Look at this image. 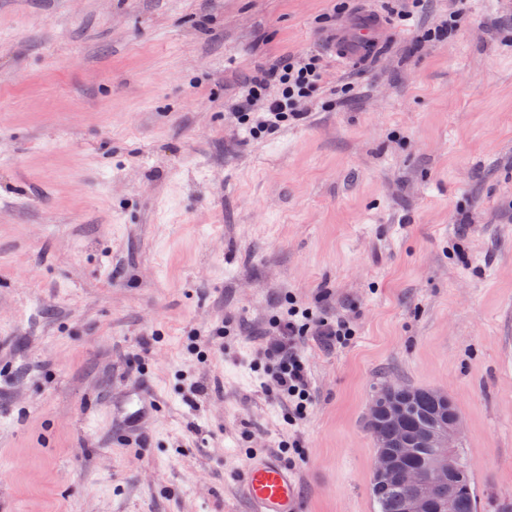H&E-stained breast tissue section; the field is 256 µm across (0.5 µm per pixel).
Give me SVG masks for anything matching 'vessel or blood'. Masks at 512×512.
I'll use <instances>...</instances> for the list:
<instances>
[{"mask_svg": "<svg viewBox=\"0 0 512 512\" xmlns=\"http://www.w3.org/2000/svg\"><path fill=\"white\" fill-rule=\"evenodd\" d=\"M382 36L378 18H363L341 29L334 54L339 61H347L353 51L374 46ZM243 479L251 512H298L293 473L284 461L274 456L252 459Z\"/></svg>", "mask_w": 512, "mask_h": 512, "instance_id": "obj_1", "label": "vessel or blood"}]
</instances>
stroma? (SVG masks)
Segmentation results:
<instances>
[{
	"instance_id": "obj_1",
	"label": "stroma",
	"mask_w": 512,
	"mask_h": 512,
	"mask_svg": "<svg viewBox=\"0 0 512 512\" xmlns=\"http://www.w3.org/2000/svg\"><path fill=\"white\" fill-rule=\"evenodd\" d=\"M466 7L424 47L453 0H0V512H249L246 463L288 438L299 512H378L391 378L454 402L481 512L512 501V0ZM368 14L383 42L337 66ZM306 52L360 98L229 131ZM292 300L353 330L305 339L295 427L257 352Z\"/></svg>"
}]
</instances>
